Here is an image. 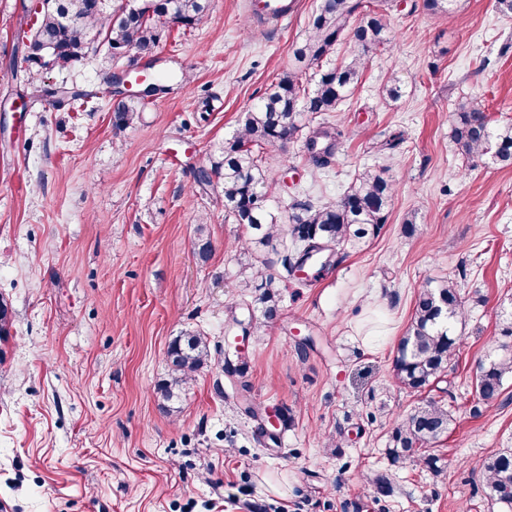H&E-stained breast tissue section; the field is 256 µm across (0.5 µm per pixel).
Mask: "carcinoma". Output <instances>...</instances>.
I'll return each mask as SVG.
<instances>
[{"label": "carcinoma", "mask_w": 512, "mask_h": 512, "mask_svg": "<svg viewBox=\"0 0 512 512\" xmlns=\"http://www.w3.org/2000/svg\"><path fill=\"white\" fill-rule=\"evenodd\" d=\"M363 0H326L313 17L310 34L294 48L299 67L273 84L248 110L243 125L218 147L210 167H202L196 180L202 185L217 181L223 185L224 203L234 222L249 229L246 246L257 254L256 262L242 269L247 283L260 280V314L245 319L231 315L230 329L250 336L275 320L281 310L282 276L272 272L276 243L289 237L298 249L283 259L286 275L313 266L330 269L342 260L341 248L358 247L379 236L388 223L395 186L385 168L367 169L336 201L315 205L296 200L288 207L285 221L270 210V183L262 166L260 151L268 148L285 161L288 146L305 128L303 120L319 119L306 135V161L316 169L326 167L339 149L346 131L332 124L327 115L338 111L358 84L366 54L390 42L385 15L362 10ZM134 11L127 0H52L42 12L38 31L26 44L27 57L46 50L54 53L53 63L65 67L99 47L111 58L127 50L148 54L158 45L166 25L193 27L201 21L208 0H140ZM99 41H94L90 35ZM352 45L347 61L321 68L323 60L336 53L340 42ZM318 67L314 80L302 77L303 68ZM139 101L131 97L113 106V125L124 128L138 117ZM452 137L466 163L512 167V123L494 125L485 104L477 97L463 98L451 115ZM466 316V300L456 281L448 277L422 285L415 296L411 323L397 345L393 371L401 385L416 393L431 388L448 372L456 357L454 327ZM503 341L490 353L489 361L473 373L471 384L479 405H490L502 395L512 379V321L502 329ZM207 339L186 332L175 337L167 350L169 378L160 386L164 400L194 373L207 365ZM453 422L448 405L427 400L414 407L395 425L387 456L397 467L406 462L423 463L438 474L439 456L432 445L448 435ZM483 482L490 500L512 508V448H503L483 464Z\"/></svg>", "instance_id": "carcinoma-1"}]
</instances>
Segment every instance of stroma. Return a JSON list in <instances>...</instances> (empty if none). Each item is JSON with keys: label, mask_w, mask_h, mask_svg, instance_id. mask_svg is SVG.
Wrapping results in <instances>:
<instances>
[{"label": "stroma", "mask_w": 512, "mask_h": 512, "mask_svg": "<svg viewBox=\"0 0 512 512\" xmlns=\"http://www.w3.org/2000/svg\"><path fill=\"white\" fill-rule=\"evenodd\" d=\"M371 2L391 41L369 52L338 113V152L316 171L297 144L268 167L277 214L295 196L336 201L368 167L395 186L381 234L287 281L280 318L230 359L246 368L251 403L285 414L274 445L224 372L229 315L259 307L240 277L255 257L221 186L195 173L294 68L320 0H299L285 26L251 21L244 0H209L196 26L166 27L136 65L187 80L123 130L101 76H125L127 59L28 68L35 0H0V302L12 317L0 336V512H503L481 472L512 448V380L476 416L471 377L512 315V168H468L449 115L475 96L494 123L512 122V17L495 0H460L451 16L422 0ZM54 86L93 99L42 96ZM448 276L466 317L457 363L429 395L454 416L438 444L444 470L394 467L393 423L424 397L398 384L393 357L420 285ZM187 330L207 337L211 359L166 402L168 345ZM376 473L390 495L368 484Z\"/></svg>", "instance_id": "35a3bbf8"}]
</instances>
